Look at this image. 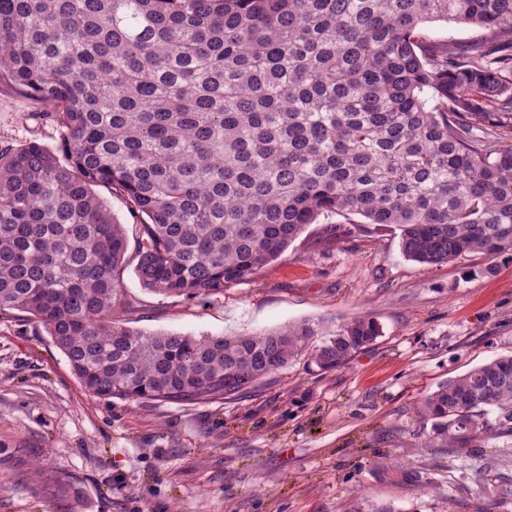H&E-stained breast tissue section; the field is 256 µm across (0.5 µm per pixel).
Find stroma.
Instances as JSON below:
<instances>
[{
  "mask_svg": "<svg viewBox=\"0 0 512 512\" xmlns=\"http://www.w3.org/2000/svg\"><path fill=\"white\" fill-rule=\"evenodd\" d=\"M43 110L0 84V144L57 147ZM328 229L308 225L206 301L151 294L124 271L122 320L145 333L306 324L324 340L365 315L381 328L344 367L303 354L221 402L93 397L46 333L0 317V512H512V435L448 448L419 412L440 383L512 353V256L428 266L393 232Z\"/></svg>",
  "mask_w": 512,
  "mask_h": 512,
  "instance_id": "35a3bbf8",
  "label": "stroma"
}]
</instances>
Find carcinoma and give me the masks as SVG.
Returning a JSON list of instances; mask_svg holds the SVG:
<instances>
[{"mask_svg":"<svg viewBox=\"0 0 512 512\" xmlns=\"http://www.w3.org/2000/svg\"><path fill=\"white\" fill-rule=\"evenodd\" d=\"M438 20L484 35L426 39ZM0 80L60 138L0 146V315L38 323L97 398L224 400L380 336L370 317L316 345L305 325L143 333L116 319L131 264L150 293L207 300L350 215L424 265L512 254V0H0ZM420 413L450 447L512 434V355Z\"/></svg>","mask_w":512,"mask_h":512,"instance_id":"carcinoma-1","label":"carcinoma"}]
</instances>
